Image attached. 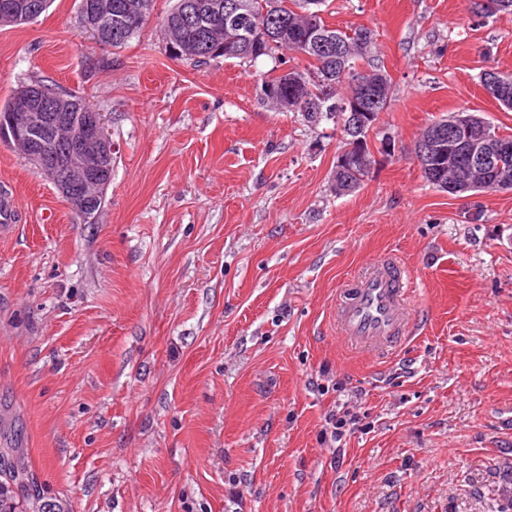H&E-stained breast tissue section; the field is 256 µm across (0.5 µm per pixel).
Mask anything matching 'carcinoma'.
<instances>
[{
	"label": "carcinoma",
	"instance_id": "1",
	"mask_svg": "<svg viewBox=\"0 0 512 512\" xmlns=\"http://www.w3.org/2000/svg\"><path fill=\"white\" fill-rule=\"evenodd\" d=\"M35 5L32 13L18 11L11 25H20L38 18L50 6L51 0H19ZM130 14L139 21L129 27L112 26L114 49L125 47L135 38L148 20L154 8V0H122ZM228 0H173L162 20L167 41L179 50V59L189 60L196 66H203L215 58L237 59L250 64L266 56L284 65L287 55L301 54L306 65L290 68L282 73L272 72L263 76L260 83V96L275 108L286 112H299L309 122L332 121L342 128L344 153L358 156L364 152L363 162L350 169L337 170L334 174L336 192L348 194L358 188L368 176L375 163L374 155L367 139L382 112L386 111L392 99V82L387 78L378 87L379 105L366 124L350 123V112L345 110L346 100L353 89V82L369 76H377L385 69L378 64L363 66L368 60L373 46V33L364 26L348 31L334 29L326 24L322 12L326 0H236L239 11L236 18L228 21L218 15L215 6ZM275 19L272 42L255 49L248 37L259 24H267ZM327 32L344 48V55L334 58L309 50L303 46V38L312 31ZM448 125V119L441 118L429 124L415 143L414 154L422 159L429 133ZM488 137L512 148V134H502L491 122L483 119L473 124L458 137L469 141ZM424 177L433 186L448 190V184H460L475 178L463 168H449L437 183L435 173L422 168ZM13 448H0V512H23L16 491H27L34 485L33 477L14 460Z\"/></svg>",
	"mask_w": 512,
	"mask_h": 512
}]
</instances>
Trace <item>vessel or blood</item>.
Instances as JSON below:
<instances>
[{
    "mask_svg": "<svg viewBox=\"0 0 512 512\" xmlns=\"http://www.w3.org/2000/svg\"><path fill=\"white\" fill-rule=\"evenodd\" d=\"M411 279L396 263L375 267L343 301L338 323L351 341L389 346L406 329L404 300L411 295Z\"/></svg>",
    "mask_w": 512,
    "mask_h": 512,
    "instance_id": "1",
    "label": "vessel or blood"
}]
</instances>
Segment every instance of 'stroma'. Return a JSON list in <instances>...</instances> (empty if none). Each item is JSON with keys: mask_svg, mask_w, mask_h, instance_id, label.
<instances>
[{"mask_svg": "<svg viewBox=\"0 0 512 512\" xmlns=\"http://www.w3.org/2000/svg\"><path fill=\"white\" fill-rule=\"evenodd\" d=\"M166 2L119 50L79 0L0 26V105L47 80L114 145L87 224L0 143L23 213L0 237V448L38 485L24 512H487L512 488V191H439L413 151L461 110L512 132L480 82L512 72V14L327 0L329 26L373 31L393 90L375 164L339 195V126L261 99L274 59L171 58ZM389 255L415 337L353 346L336 300ZM348 410L362 427L334 443Z\"/></svg>", "mask_w": 512, "mask_h": 512, "instance_id": "1", "label": "stroma"}]
</instances>
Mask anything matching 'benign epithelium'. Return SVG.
Returning <instances> with one entry per match:
<instances>
[{
	"mask_svg": "<svg viewBox=\"0 0 512 512\" xmlns=\"http://www.w3.org/2000/svg\"><path fill=\"white\" fill-rule=\"evenodd\" d=\"M81 24L99 42L112 41V0H83ZM71 100L61 91L49 93L31 85L22 89L9 112L0 113V142L23 150L36 173L51 182L75 211L91 222L85 202L89 191L99 190L100 205H105V190L112 179V139L105 132L104 114L82 112L69 119V133L64 164H59L53 146L42 139L53 119L52 113L70 109ZM435 166L453 162L468 170L495 171L494 159L504 146L499 143H477L467 150L452 140L434 143Z\"/></svg>",
	"mask_w": 512,
	"mask_h": 512,
	"instance_id": "benign-epithelium-1",
	"label": "benign epithelium"
}]
</instances>
